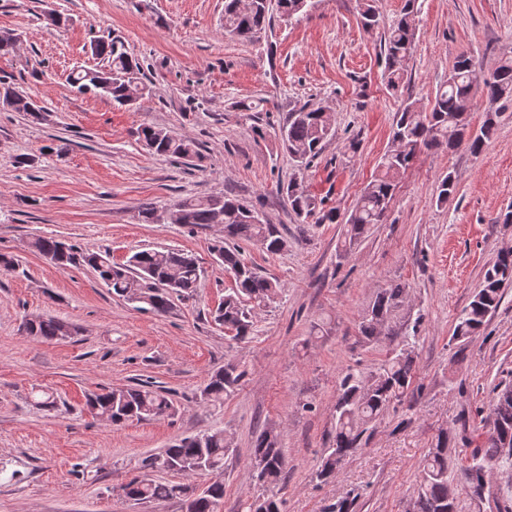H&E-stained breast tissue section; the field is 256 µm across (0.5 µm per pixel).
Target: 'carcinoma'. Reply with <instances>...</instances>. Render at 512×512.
I'll list each match as a JSON object with an SVG mask.
<instances>
[{
	"mask_svg": "<svg viewBox=\"0 0 512 512\" xmlns=\"http://www.w3.org/2000/svg\"><path fill=\"white\" fill-rule=\"evenodd\" d=\"M407 0L404 12L383 32L385 53L384 77L389 90L399 91L404 83L405 63L415 47L416 27L414 6ZM308 0H250L243 7L240 0H224V32L241 40H251L270 25L273 14L293 18L304 11ZM362 26L373 31L379 27V12L365 0L360 9ZM93 55L103 62L100 68H81L72 73L70 81L81 92H93L112 99L120 106H130L128 85L136 81L144 95L150 87L142 81L141 66L118 36L100 38L91 44ZM480 89L488 101L512 103V46L506 47L490 69L482 67L479 57L471 51L461 52L448 71L446 80L437 89L430 110L419 111L414 104L404 103L396 112L392 146L381 157L378 173L364 186L351 213L345 217V242L352 244L370 232L372 227L387 220L398 176L414 160V149L446 146L455 150L466 147L476 155L493 137L501 112H487L478 130L470 129L468 114L474 104V89ZM0 99L9 102L14 112H23L34 120L43 119V107L29 96L12 88L0 89ZM335 135L332 113L325 108L305 106L287 112L279 126V137L288 155L302 167L316 158L323 145ZM139 137L147 149L159 156L185 160L200 158L194 142L176 137L168 131L144 126ZM280 194L287 198L292 212L307 224L333 223L336 211L324 210L322 201L312 196L302 184L288 181L279 185ZM181 214L180 223L189 231L211 225L222 227V235L211 246L217 262L233 274L235 287L224 293V299L213 313L214 322L245 338L251 329L255 310L271 301L277 293V282L261 274L240 258L238 242H256L267 252L277 254L288 248V239L280 228L263 217V202H243L233 196H189L173 202ZM165 207L153 202L139 206L138 216L144 224H163ZM32 249L59 267L85 264L112 290L138 309L154 315H164L173 308V296L192 295L204 275L203 268L191 254L169 250L165 253L142 250L134 253L127 263L112 262L106 252L81 251L55 238L38 237ZM512 285V250L498 253L487 268L482 286L455 319L453 338L465 341L476 336L499 308L505 287ZM407 286L401 282L379 289L371 307L362 317L359 333L368 342L381 337H399L400 348L367 377L347 370L341 378L335 405V425L317 471L318 480L328 483L336 479L347 458L365 446L373 424L390 406L401 400L410 386L414 370V345L418 323L391 325L397 310L403 306ZM77 333L74 325L61 319L36 315L30 317L28 335L35 339L58 340ZM244 377L238 365L228 360L211 374L201 391V400L221 402ZM88 405L104 420L120 424L128 420L164 418L174 411L167 393L147 384L111 389L94 394ZM489 426L481 433L482 441L471 450L470 461L460 467L464 487L473 499L480 498L482 482L496 466L512 465V383L494 388L489 407ZM456 437L441 430L423 465V477L412 505V512H457V485L448 473L456 458ZM227 443L224 431L215 430L180 438L162 453L142 460V468L161 472H177L188 477L218 474L224 469ZM252 457L264 462L257 480L276 484L285 468L278 435L265 429L255 436ZM184 484L158 479H133L122 486L126 495L138 504L181 499ZM224 499V482L214 480L185 512H217ZM247 512H282V501L274 494H261L252 499Z\"/></svg>",
	"mask_w": 512,
	"mask_h": 512,
	"instance_id": "obj_1",
	"label": "carcinoma"
}]
</instances>
